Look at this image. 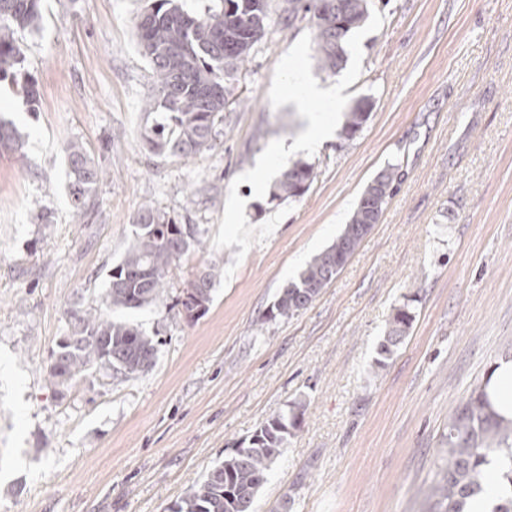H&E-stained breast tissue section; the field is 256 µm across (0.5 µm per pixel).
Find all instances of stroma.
<instances>
[{
    "mask_svg": "<svg viewBox=\"0 0 512 512\" xmlns=\"http://www.w3.org/2000/svg\"><path fill=\"white\" fill-rule=\"evenodd\" d=\"M337 74L314 33L273 21L233 82L215 146L183 162L142 139L154 82L135 22L144 0H41L19 30L29 108L0 81V114L23 135L0 149V512H167L272 416L305 406L258 512H428L448 419L493 367L512 362V0H373ZM344 88L331 137L281 164H315L297 201L246 180L304 109L279 96L289 72ZM374 107L345 138L353 101ZM80 141L104 178L85 216L65 190L64 146ZM402 180L378 224L305 310L272 320L278 294L348 223L387 165ZM245 200L240 223L227 219ZM197 225L202 244L154 305L123 312L157 343L140 377L50 375L69 312L99 308L137 211ZM51 223H39L41 214ZM207 312L176 300L210 263ZM417 297L408 336L375 364L394 307Z\"/></svg>",
    "mask_w": 512,
    "mask_h": 512,
    "instance_id": "35a3bbf8",
    "label": "stroma"
}]
</instances>
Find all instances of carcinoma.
<instances>
[{"label": "carcinoma", "mask_w": 512, "mask_h": 512, "mask_svg": "<svg viewBox=\"0 0 512 512\" xmlns=\"http://www.w3.org/2000/svg\"><path fill=\"white\" fill-rule=\"evenodd\" d=\"M221 3L219 10L196 17L177 0H149L135 23L142 54L155 76L144 108L152 123L144 129L143 139L157 155L188 161L212 148L232 93L231 81L272 22L270 0H263L261 9L255 7V0ZM40 4L41 0H0V79L9 78L19 86L32 110L38 104V89L32 80L20 76L22 49L14 33L39 28ZM371 6L372 0H288V18L308 19L320 68L334 75L344 59L346 38L365 23ZM372 107L369 97L355 101L343 127L346 137L363 128ZM20 141L13 121L0 115V146L10 148ZM64 152L67 196L73 211L81 215L88 209L103 170L77 141L68 142ZM314 178L313 165L294 162L274 185L273 197L298 200ZM400 181L399 166L389 165L365 187L336 241L283 288L268 319L294 317L332 283L333 263L338 259L345 263L354 254L365 237L361 225L378 223ZM199 244L196 225L183 224L152 206L142 207L133 220L132 242L112 268L102 309L71 312L70 334L52 352L62 360L60 367L51 368L52 377L64 384L97 371H110L122 379L148 371L156 360L154 339L138 325L114 319L108 312L141 309L160 301L172 268ZM201 273L207 287H189L183 292L178 304L184 313L194 310L202 316L212 301L220 267L211 263ZM414 320L409 304L395 308L391 329L378 346L376 365L385 364ZM486 387L485 383L477 386L448 421V447L443 449L431 487L430 512H466L467 501L485 491L490 466L497 468L500 487L499 503L492 512H512V419L493 409ZM304 415V406L296 404L288 413L263 422L247 445L233 449L215 464L168 512H256L258 493L288 437L301 428Z\"/></svg>", "instance_id": "obj_1"}]
</instances>
